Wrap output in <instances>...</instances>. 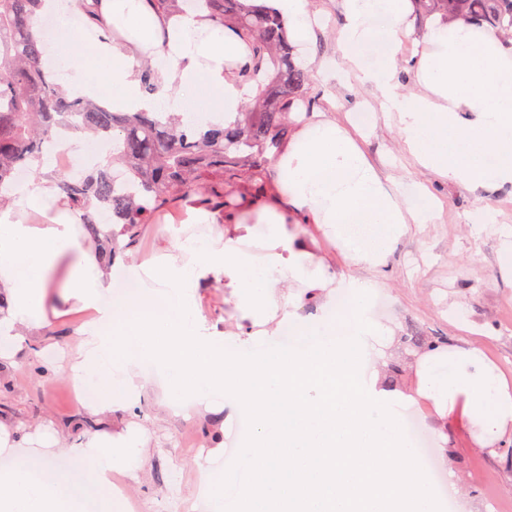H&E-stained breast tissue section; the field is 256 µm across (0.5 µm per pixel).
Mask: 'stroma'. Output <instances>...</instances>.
<instances>
[{"label": "stroma", "instance_id": "obj_1", "mask_svg": "<svg viewBox=\"0 0 512 512\" xmlns=\"http://www.w3.org/2000/svg\"><path fill=\"white\" fill-rule=\"evenodd\" d=\"M311 11L324 23L315 28L310 41L299 45L300 59L312 58L316 64L337 60V30L343 16L335 0H311ZM309 73L314 111L327 113L347 130L370 162L392 176L399 189L424 185L442 206L439 223L412 225L375 272L374 298L379 305L372 314L394 329L392 344L401 368L396 393L407 395L416 387L421 352L401 342L415 334L452 342L466 339L512 384V277L501 272L497 236L481 231L473 221L478 204L484 203L497 226L512 229V187L487 192L479 201L463 185L424 171L404 150L398 124L382 112L377 91L350 86L330 73L318 72L316 65ZM363 112L371 115L365 125L356 120ZM139 230L137 245L121 254L125 262H147L180 232L170 216L161 224L140 225ZM288 230L306 239L311 264H324L332 273L345 272L339 249L318 225L295 217ZM199 302L213 332L234 330L238 310L230 289L209 284L200 289ZM45 315V325L23 330L14 354L0 358V461L14 460L18 438L37 448L50 434L57 464L70 467L75 463L71 449L83 447L95 434L144 428L150 434L145 468L132 476L112 477L124 491L127 512H210L204 478L223 475L225 460L234 456L240 438L238 422L228 418L223 396L207 405H173L159 381L133 407L93 414L75 395L68 371L46 372L42 355L50 348L62 360H70L78 342L75 330L89 313L77 301L55 297ZM401 412L428 443L422 461L426 472L439 489L453 483L459 490L458 497L449 500L447 512H512V454L504 443L478 445L473 425L440 417L426 400L404 405ZM219 437L224 451L217 454L213 447ZM436 448L448 451L447 464L439 468L432 455Z\"/></svg>", "mask_w": 512, "mask_h": 512}]
</instances>
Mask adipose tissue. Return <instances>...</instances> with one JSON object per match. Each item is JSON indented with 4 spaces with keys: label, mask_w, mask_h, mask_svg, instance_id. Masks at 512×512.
Listing matches in <instances>:
<instances>
[{
    "label": "adipose tissue",
    "mask_w": 512,
    "mask_h": 512,
    "mask_svg": "<svg viewBox=\"0 0 512 512\" xmlns=\"http://www.w3.org/2000/svg\"><path fill=\"white\" fill-rule=\"evenodd\" d=\"M105 25L126 30V45L90 43L87 17L76 0H44L65 33L55 62L68 95L105 103L115 112H171L206 129L234 122L247 87L228 77L224 62L238 40L205 14L167 16L148 0H99ZM340 59L359 87L376 90L396 115L401 140L416 164L481 193L512 184V39L475 41L466 22H433L418 58L419 92H401L395 72L409 0H342ZM150 56L160 90L141 86L139 59ZM27 197L0 209V288L8 293L0 317V357L14 351L19 328L44 319L49 286L77 299L96 318L79 326L69 371L89 407L105 413L134 405L148 389L136 367L154 365L168 379L172 401L204 403L227 392L230 413L244 409L252 429L238 449L232 504L212 484L211 512H438L431 482L405 435L401 404L379 382L391 359L389 325L373 321L377 286L371 273L412 224H434L442 207L416 186L395 193L335 121L316 114L289 143L268 175L270 191L255 207L261 233L239 215L206 205L185 211L188 224H208L172 240L150 264L114 261L101 271L86 250L77 219L63 201L50 164ZM46 214L39 227L27 211ZM324 226L352 272L309 278L307 243L288 232V215ZM261 239L255 259L245 242ZM234 288L247 326L232 346L209 333L197 290L212 280ZM126 291L111 296L115 282ZM342 288L343 307L314 321L297 312L303 291ZM177 316H169L172 304ZM287 324L294 346L277 345L245 357L272 319ZM417 397L440 415L480 420L481 444L512 434V386L466 340L433 346L417 364ZM147 433L114 440L95 435L73 449L76 465L56 471L51 453L39 466L18 456L0 470V512H120L113 474L140 468Z\"/></svg>",
    "instance_id": "ef3b65f1"
}]
</instances>
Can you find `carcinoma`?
<instances>
[{
    "instance_id": "cac0c4a2",
    "label": "carcinoma",
    "mask_w": 512,
    "mask_h": 512,
    "mask_svg": "<svg viewBox=\"0 0 512 512\" xmlns=\"http://www.w3.org/2000/svg\"><path fill=\"white\" fill-rule=\"evenodd\" d=\"M42 0H0V205L15 184L43 159L46 144L63 131L91 133L113 146L112 159L75 178L57 168L55 176L69 208L94 236L112 249H131L137 229L154 224L174 203L196 205L211 198L226 210L251 214L250 192L267 162L277 158L292 136L294 108L313 105L311 76L292 55L284 20L262 0H195L196 11L212 19L244 45L243 60L227 70L255 89L236 120L206 133L153 112H112L83 97H71L43 62L45 39L33 32ZM421 22L434 15L450 23L464 20L512 37V0H412ZM159 13H185L184 0H149ZM142 90L158 92L152 64L141 62ZM124 169L135 191L118 194L111 167ZM110 214L120 233L98 226ZM127 236L119 243L118 235Z\"/></svg>"
}]
</instances>
